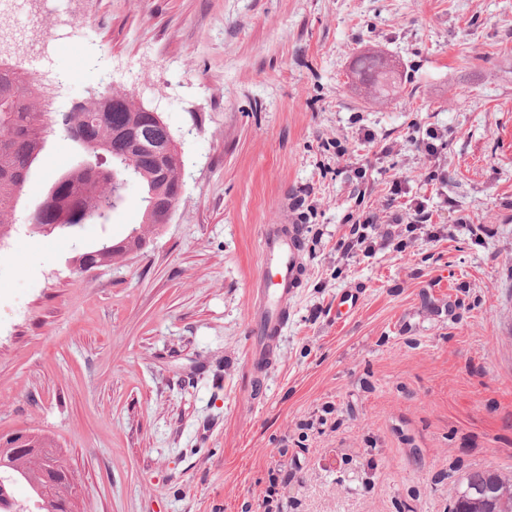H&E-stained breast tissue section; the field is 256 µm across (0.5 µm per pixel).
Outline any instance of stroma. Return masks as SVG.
Instances as JSON below:
<instances>
[{
	"label": "stroma",
	"mask_w": 512,
	"mask_h": 512,
	"mask_svg": "<svg viewBox=\"0 0 512 512\" xmlns=\"http://www.w3.org/2000/svg\"><path fill=\"white\" fill-rule=\"evenodd\" d=\"M89 21L52 53L155 110L182 197L142 249L75 256L141 223L47 235L25 217L74 145L51 131L0 240V432L52 437L76 512H448L472 469L512 474V0H35ZM402 76L384 103L363 51ZM107 55L109 68L90 66ZM437 128L434 155L413 124ZM346 146L338 156L337 146ZM365 166L364 179L353 170ZM439 170L445 183L429 184ZM438 234L341 254L390 187ZM307 227L302 284L265 377L247 365L266 225ZM354 306L336 316V298ZM393 70L390 64L376 53H367L361 57L357 64L356 76L358 83L364 88L369 97L380 99L392 90L394 81H391ZM393 91V90H392Z\"/></svg>",
	"instance_id": "stroma-1"
}]
</instances>
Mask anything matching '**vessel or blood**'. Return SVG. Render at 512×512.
Masks as SVG:
<instances>
[{
  "instance_id": "vessel-or-blood-1",
  "label": "vessel or blood",
  "mask_w": 512,
  "mask_h": 512,
  "mask_svg": "<svg viewBox=\"0 0 512 512\" xmlns=\"http://www.w3.org/2000/svg\"><path fill=\"white\" fill-rule=\"evenodd\" d=\"M305 227L268 226L261 237L262 266L256 280L252 312L253 340L248 363L266 372L288 324V300L301 286V252Z\"/></svg>"
}]
</instances>
